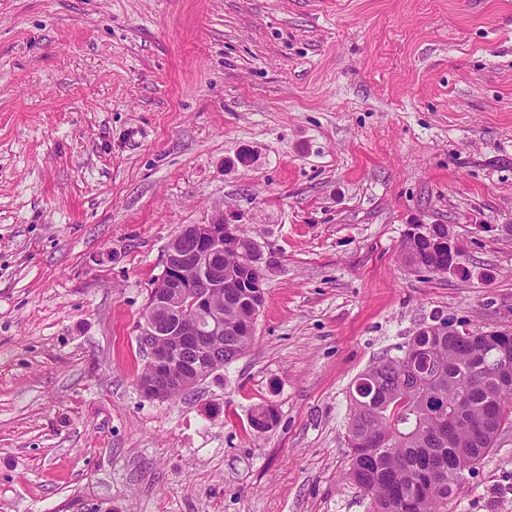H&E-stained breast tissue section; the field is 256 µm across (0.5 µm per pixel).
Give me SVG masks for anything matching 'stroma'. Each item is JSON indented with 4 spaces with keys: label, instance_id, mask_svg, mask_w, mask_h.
<instances>
[{
    "label": "stroma",
    "instance_id": "35a3bbf8",
    "mask_svg": "<svg viewBox=\"0 0 512 512\" xmlns=\"http://www.w3.org/2000/svg\"><path fill=\"white\" fill-rule=\"evenodd\" d=\"M219 216L255 343L147 398L166 246ZM414 224L470 278L407 267ZM508 224L512 0H0V512H371L351 385L439 317L512 325ZM447 512H512V423Z\"/></svg>",
    "mask_w": 512,
    "mask_h": 512
}]
</instances>
